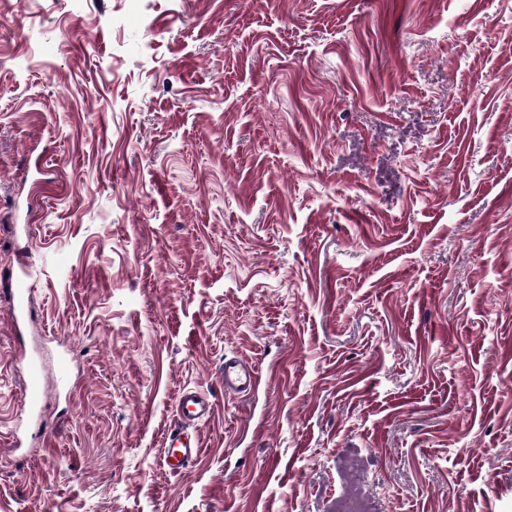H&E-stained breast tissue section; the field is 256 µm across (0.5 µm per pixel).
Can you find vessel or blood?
I'll use <instances>...</instances> for the list:
<instances>
[{
	"mask_svg": "<svg viewBox=\"0 0 512 512\" xmlns=\"http://www.w3.org/2000/svg\"><path fill=\"white\" fill-rule=\"evenodd\" d=\"M30 275L27 271L10 273L0 280V299L6 300L12 308L17 324L22 330L35 328L37 318L31 302ZM220 381L225 392L240 394L253 391L258 382V373L254 366L238 358H229L224 362ZM25 400L30 409L41 406L47 393L41 368L36 360L26 363L24 383ZM212 402L203 394L188 389L183 391L177 401L175 422L170 429L163 450V460L170 471L184 470L195 460L201 445L195 435L189 433L190 425L209 419L213 414Z\"/></svg>",
	"mask_w": 512,
	"mask_h": 512,
	"instance_id": "vessel-or-blood-1",
	"label": "vessel or blood"
}]
</instances>
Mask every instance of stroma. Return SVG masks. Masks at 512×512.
Instances as JSON below:
<instances>
[{"instance_id": "35a3bbf8", "label": "stroma", "mask_w": 512, "mask_h": 512, "mask_svg": "<svg viewBox=\"0 0 512 512\" xmlns=\"http://www.w3.org/2000/svg\"><path fill=\"white\" fill-rule=\"evenodd\" d=\"M21 257L0 512H512V0H0ZM29 279L30 274L24 269L16 273L11 271L5 279L3 276L1 278L0 298L6 300L12 308L16 323L22 331L34 329L37 324L32 308V284ZM25 400L30 409L35 411L41 406L47 393L41 368L35 359L26 362V377L24 383ZM224 392L240 394L253 391L258 382V373L254 366L242 359L225 358L224 368L220 373ZM213 403L195 390H184L177 401L175 422L170 429L163 450V460L170 471H183L200 454L201 445L188 432L190 425L209 419Z\"/></svg>"}]
</instances>
